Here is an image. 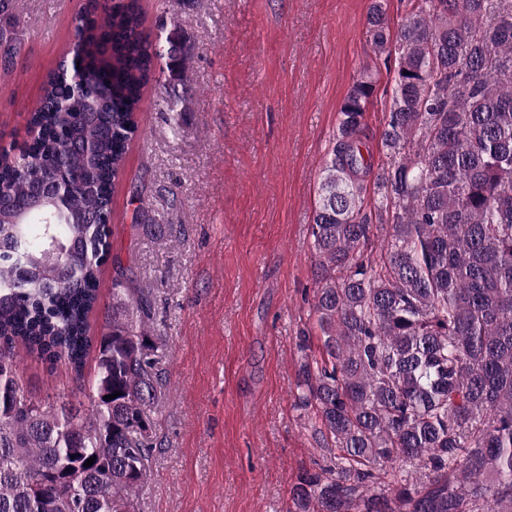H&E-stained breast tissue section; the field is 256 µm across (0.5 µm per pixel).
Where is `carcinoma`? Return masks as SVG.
Returning <instances> with one entry per match:
<instances>
[{
	"instance_id": "cac0c4a2",
	"label": "carcinoma",
	"mask_w": 512,
	"mask_h": 512,
	"mask_svg": "<svg viewBox=\"0 0 512 512\" xmlns=\"http://www.w3.org/2000/svg\"><path fill=\"white\" fill-rule=\"evenodd\" d=\"M368 25L397 62L375 181L384 238L365 255L373 84L361 79L322 165L310 227L322 357L298 385L333 461L297 475L291 512H512V0H416L393 41L378 2ZM141 27L139 0L102 24L81 14L71 61L29 114L32 143L0 153V197L17 204L0 208V512H131L147 477L156 344L125 314L148 308L123 278L112 328L90 333L143 89L154 61L171 73L185 61ZM62 163L67 191L21 214ZM16 344L79 376L96 348L91 407L29 397ZM397 462L427 481L401 478Z\"/></svg>"
}]
</instances>
